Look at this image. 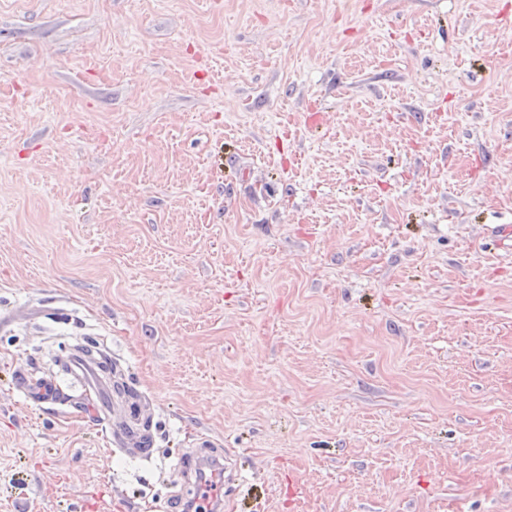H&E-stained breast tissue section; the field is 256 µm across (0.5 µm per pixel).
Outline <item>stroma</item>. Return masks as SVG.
Returning <instances> with one entry per match:
<instances>
[{
    "label": "stroma",
    "mask_w": 512,
    "mask_h": 512,
    "mask_svg": "<svg viewBox=\"0 0 512 512\" xmlns=\"http://www.w3.org/2000/svg\"><path fill=\"white\" fill-rule=\"evenodd\" d=\"M511 160L512 0H0V512H512ZM99 360L100 355L98 358L93 354H70L64 360L63 367L70 373L86 379L91 378L99 370ZM16 386L26 398L39 404L55 405L63 395L57 382L32 379L25 372L17 376ZM120 443L127 448V452L139 458L148 457L152 437L148 430L144 429L141 424L135 421L126 423L123 430L119 433Z\"/></svg>",
    "instance_id": "stroma-1"
}]
</instances>
